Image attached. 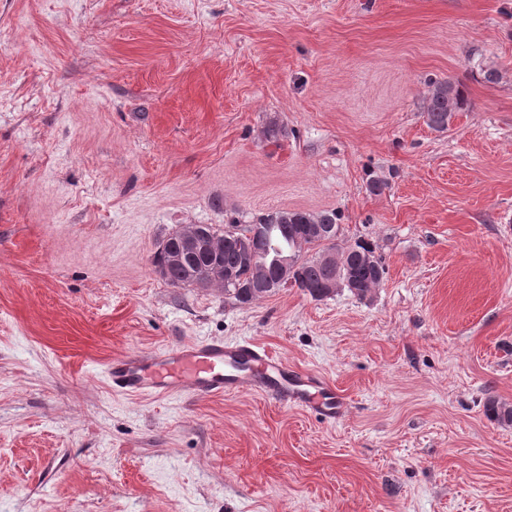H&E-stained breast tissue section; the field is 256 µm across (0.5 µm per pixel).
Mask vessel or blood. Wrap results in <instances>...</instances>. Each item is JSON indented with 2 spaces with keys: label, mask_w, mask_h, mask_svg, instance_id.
Here are the masks:
<instances>
[{
  "label": "vessel or blood",
  "mask_w": 512,
  "mask_h": 512,
  "mask_svg": "<svg viewBox=\"0 0 512 512\" xmlns=\"http://www.w3.org/2000/svg\"><path fill=\"white\" fill-rule=\"evenodd\" d=\"M112 386L128 395H175L191 388L200 397L244 390L258 391L299 406L325 421L339 419L342 398L321 377L289 367L250 340L229 345L209 340L150 354H126L106 366Z\"/></svg>",
  "instance_id": "b4317fda"
}]
</instances>
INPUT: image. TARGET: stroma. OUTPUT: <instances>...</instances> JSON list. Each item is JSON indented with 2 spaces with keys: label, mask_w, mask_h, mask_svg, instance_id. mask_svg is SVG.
Returning <instances> with one entry per match:
<instances>
[{
  "label": "stroma",
  "mask_w": 512,
  "mask_h": 512,
  "mask_svg": "<svg viewBox=\"0 0 512 512\" xmlns=\"http://www.w3.org/2000/svg\"><path fill=\"white\" fill-rule=\"evenodd\" d=\"M440 79L470 100L444 132ZM278 210L336 211L380 286L241 305L152 263ZM212 338L343 416L106 377ZM489 399L512 406V0H0V512H512ZM467 106L463 92L448 80L434 81L425 107L427 123L435 131L448 130L455 112ZM179 248L169 255V263L184 264L185 260L202 251L217 254L222 248V242L208 236L199 224L182 227L178 233Z\"/></svg>",
  "instance_id": "stroma-1"
}]
</instances>
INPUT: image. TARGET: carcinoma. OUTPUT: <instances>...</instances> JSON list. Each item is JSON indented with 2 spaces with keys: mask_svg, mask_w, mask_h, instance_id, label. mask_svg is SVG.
<instances>
[{
  "mask_svg": "<svg viewBox=\"0 0 512 512\" xmlns=\"http://www.w3.org/2000/svg\"><path fill=\"white\" fill-rule=\"evenodd\" d=\"M467 106L463 92L448 80L435 81L431 85L425 107L427 123L435 131L448 130L455 113ZM336 213L323 211L318 214L299 211H276L257 218L251 224L241 226L236 223L224 225V231L212 229V235L224 240V250L219 260L224 268L236 272L239 283L244 288L239 290L234 300L242 305H250L265 297L267 291L262 288H247L245 284L253 277L251 266L244 260L238 238L254 234L253 246L259 251L260 260L264 264L266 278L273 281L279 272V256L288 254L293 257V284L307 292L315 299L327 298L332 295L323 284L331 277L320 262V256L336 245H328L318 238L309 235L311 224H334ZM312 251L314 255L307 257L305 253ZM386 274L385 266L375 256L373 248L364 242H357L348 247L344 253L343 268L338 273L341 279H349L354 287V295L366 298L375 288L379 287ZM488 416L502 424H512V407L501 404L494 399L486 402Z\"/></svg>",
  "mask_w": 512,
  "mask_h": 512,
  "instance_id": "1",
  "label": "carcinoma"
}]
</instances>
